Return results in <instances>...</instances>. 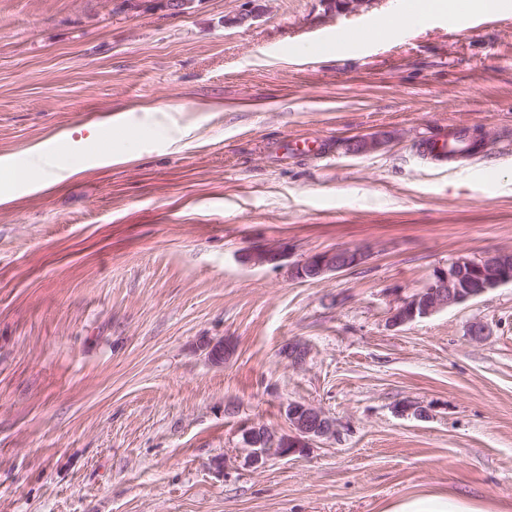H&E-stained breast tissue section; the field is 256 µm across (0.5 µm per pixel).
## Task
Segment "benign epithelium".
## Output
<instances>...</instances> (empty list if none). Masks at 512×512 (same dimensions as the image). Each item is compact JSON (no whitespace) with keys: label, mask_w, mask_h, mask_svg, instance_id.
Listing matches in <instances>:
<instances>
[{"label":"benign epithelium","mask_w":512,"mask_h":512,"mask_svg":"<svg viewBox=\"0 0 512 512\" xmlns=\"http://www.w3.org/2000/svg\"><path fill=\"white\" fill-rule=\"evenodd\" d=\"M188 5V0H129L125 13L138 15L155 8L181 13ZM283 258L282 250L266 245L248 247L243 253V259L254 265L275 264ZM366 259L367 251L363 248H336L310 255L292 268V274L303 280L318 279L358 267ZM504 284L512 285V251L497 250L478 258L460 257L448 271L435 275L425 288L403 300L391 316V325L400 326L429 317ZM286 417L293 433L278 435L266 432L263 447L250 451L252 465L263 464L271 455L286 457L299 454L314 439L335 434L333 421L311 405L291 402Z\"/></svg>","instance_id":"obj_1"}]
</instances>
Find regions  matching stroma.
Instances as JSON below:
<instances>
[{"mask_svg":"<svg viewBox=\"0 0 512 512\" xmlns=\"http://www.w3.org/2000/svg\"><path fill=\"white\" fill-rule=\"evenodd\" d=\"M505 2L357 43L398 0H0V160L61 158L0 200V512H512V285L389 323L456 258L512 249ZM91 124L109 159L76 148ZM448 124L482 153L422 157ZM296 137L324 154H285ZM262 244L280 265L239 261ZM294 401L335 436L253 467L243 427L289 433ZM179 0L153 1V0H130L125 7V13L138 15L149 12L155 8L164 9L171 13H183L184 9L191 5V2H178ZM363 248H336L314 253L305 261L292 268V274L298 279H318L332 273L349 270L363 264L367 259ZM388 512H488L475 503L429 495L419 499L394 504Z\"/></svg>","mask_w":512,"mask_h":512,"instance_id":"stroma-1","label":"stroma"}]
</instances>
